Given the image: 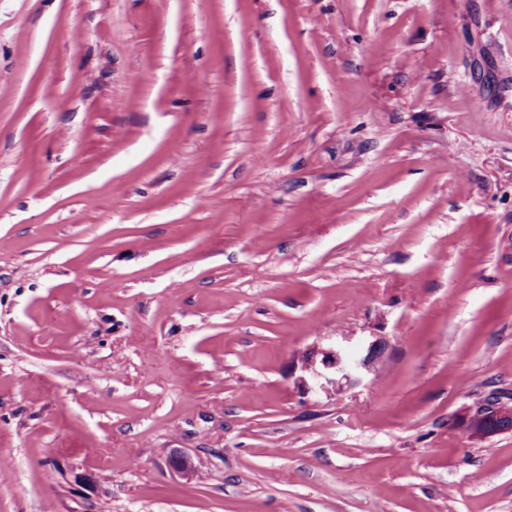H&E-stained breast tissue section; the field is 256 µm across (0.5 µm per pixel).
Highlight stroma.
Segmentation results:
<instances>
[{"label":"stroma","instance_id":"stroma-1","mask_svg":"<svg viewBox=\"0 0 512 512\" xmlns=\"http://www.w3.org/2000/svg\"><path fill=\"white\" fill-rule=\"evenodd\" d=\"M0 512H512V0H0ZM321 354V364L325 369H334L336 373L341 374V379L345 383L356 384L361 381L360 373L367 370L371 362L378 357L375 347H369L367 354L363 358L345 357L340 350H330L328 352H310L309 360L314 363L315 358Z\"/></svg>","mask_w":512,"mask_h":512}]
</instances>
